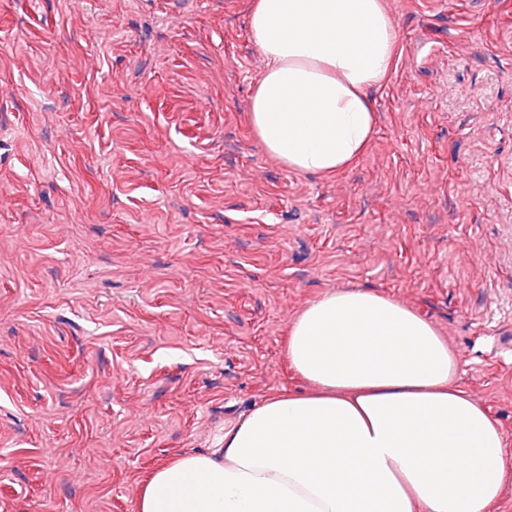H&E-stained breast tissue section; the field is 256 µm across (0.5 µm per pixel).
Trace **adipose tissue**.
Listing matches in <instances>:
<instances>
[{
  "instance_id": "1",
  "label": "adipose tissue",
  "mask_w": 512,
  "mask_h": 512,
  "mask_svg": "<svg viewBox=\"0 0 512 512\" xmlns=\"http://www.w3.org/2000/svg\"><path fill=\"white\" fill-rule=\"evenodd\" d=\"M249 29L266 152L293 173L349 168L395 67L384 0H254ZM285 354L309 391L273 393L223 446L157 467L136 512H490L512 474L506 435L457 385L459 357L431 322L368 290L326 292L293 318Z\"/></svg>"
}]
</instances>
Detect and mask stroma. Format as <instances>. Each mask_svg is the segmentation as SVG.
Listing matches in <instances>:
<instances>
[{"label":"stroma","instance_id":"obj_1","mask_svg":"<svg viewBox=\"0 0 512 512\" xmlns=\"http://www.w3.org/2000/svg\"><path fill=\"white\" fill-rule=\"evenodd\" d=\"M253 0H0V512H135L266 396L308 302L432 322L512 456V0H385L366 153L284 170Z\"/></svg>","mask_w":512,"mask_h":512}]
</instances>
